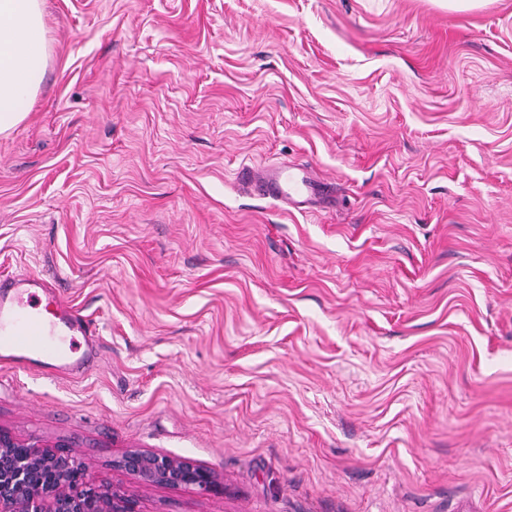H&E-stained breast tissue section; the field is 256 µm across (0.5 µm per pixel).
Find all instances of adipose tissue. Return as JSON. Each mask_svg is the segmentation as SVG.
I'll list each match as a JSON object with an SVG mask.
<instances>
[{
	"mask_svg": "<svg viewBox=\"0 0 512 512\" xmlns=\"http://www.w3.org/2000/svg\"><path fill=\"white\" fill-rule=\"evenodd\" d=\"M43 0H0V134L22 122L47 64Z\"/></svg>",
	"mask_w": 512,
	"mask_h": 512,
	"instance_id": "adipose-tissue-1",
	"label": "adipose tissue"
}]
</instances>
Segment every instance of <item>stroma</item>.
<instances>
[{"label": "stroma", "mask_w": 512, "mask_h": 512, "mask_svg": "<svg viewBox=\"0 0 512 512\" xmlns=\"http://www.w3.org/2000/svg\"><path fill=\"white\" fill-rule=\"evenodd\" d=\"M0 271L97 324L0 427L137 512H512V0H44ZM309 164L300 214L238 170ZM186 457L213 490L113 469Z\"/></svg>", "instance_id": "stroma-1"}]
</instances>
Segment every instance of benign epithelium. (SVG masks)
Segmentation results:
<instances>
[{
  "instance_id": "1",
  "label": "benign epithelium",
  "mask_w": 512,
  "mask_h": 512,
  "mask_svg": "<svg viewBox=\"0 0 512 512\" xmlns=\"http://www.w3.org/2000/svg\"><path fill=\"white\" fill-rule=\"evenodd\" d=\"M114 466L137 481L171 489L215 486L213 472L195 462L130 450ZM0 512H135L121 490L94 484L84 461L53 452L36 437L0 428Z\"/></svg>"
}]
</instances>
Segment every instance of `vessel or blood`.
<instances>
[{"label": "vessel or blood", "mask_w": 512, "mask_h": 512, "mask_svg": "<svg viewBox=\"0 0 512 512\" xmlns=\"http://www.w3.org/2000/svg\"><path fill=\"white\" fill-rule=\"evenodd\" d=\"M240 178L287 210L314 213L336 201L331 185L305 165L245 168ZM55 307L53 319L41 314L43 302ZM95 322L81 314L53 283L27 273L0 277V363L45 376L83 374L100 351Z\"/></svg>", "instance_id": "vessel-or-blood-1"}]
</instances>
